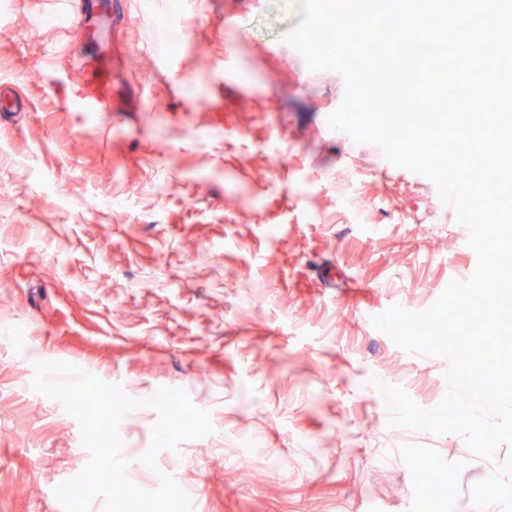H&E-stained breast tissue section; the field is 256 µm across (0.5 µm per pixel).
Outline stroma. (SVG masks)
I'll list each match as a JSON object with an SVG mask.
<instances>
[{
	"instance_id": "35a3bbf8",
	"label": "stroma",
	"mask_w": 512,
	"mask_h": 512,
	"mask_svg": "<svg viewBox=\"0 0 512 512\" xmlns=\"http://www.w3.org/2000/svg\"><path fill=\"white\" fill-rule=\"evenodd\" d=\"M120 2L105 118L75 103L85 48L59 0H0V80L25 101L0 111V154L19 159L0 166V512H65L54 490L91 458L33 389L41 361L133 399L185 390L213 431L156 464L192 512H476L472 486L512 451L491 461L458 434L389 427L381 385L433 407L447 362L371 320L468 280V229L431 179L331 133L346 82L283 42L299 0H167L168 21ZM36 16L55 27L32 30ZM351 172L362 224L342 205ZM157 419L119 424L129 481L149 471Z\"/></svg>"
}]
</instances>
